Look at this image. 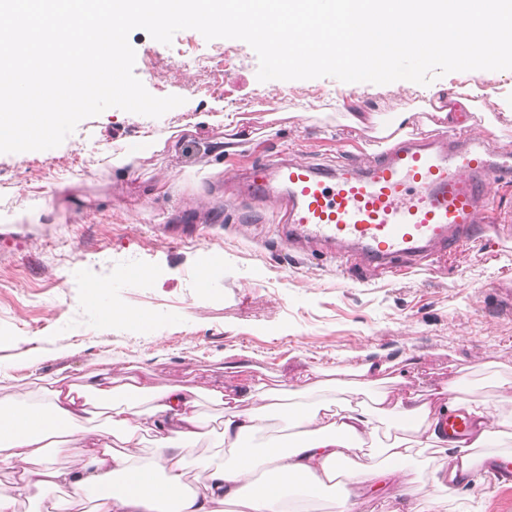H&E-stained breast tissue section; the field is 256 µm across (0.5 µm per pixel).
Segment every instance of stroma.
<instances>
[{
	"label": "stroma",
	"mask_w": 512,
	"mask_h": 512,
	"mask_svg": "<svg viewBox=\"0 0 512 512\" xmlns=\"http://www.w3.org/2000/svg\"><path fill=\"white\" fill-rule=\"evenodd\" d=\"M129 42L147 91L182 105L158 118L110 108L58 147L0 153V211L26 217L0 223V335L11 338L0 344V400L33 401L50 380L80 385L108 368L196 389L217 430L224 408L205 397L216 386L258 379L296 388L370 364L423 393L466 380L469 399L495 407V377L512 376V223L397 279L353 261L340 271L330 247L290 250L271 207L225 196L224 178L281 150L333 166L350 141L378 156L379 127L402 110L420 135L453 109L463 129L512 152V126L496 123L500 100H512V70L452 72L424 87L272 83L258 81V57L240 40L186 29L167 46L136 29ZM227 48L236 68L223 87L194 60ZM478 81L496 99L466 97ZM222 113L232 122H212ZM152 133L156 149L113 168V143ZM226 140L234 150L218 152ZM206 255L222 264L204 284ZM97 285L108 305L150 315L154 326L102 321L89 297ZM447 500L448 512H512V494L479 470Z\"/></svg>",
	"instance_id": "obj_1"
}]
</instances>
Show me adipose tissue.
<instances>
[{"label":"adipose tissue","mask_w":512,"mask_h":512,"mask_svg":"<svg viewBox=\"0 0 512 512\" xmlns=\"http://www.w3.org/2000/svg\"><path fill=\"white\" fill-rule=\"evenodd\" d=\"M498 385L505 396L490 413L470 407L454 383L428 400L391 393L366 369L345 398L325 396L320 385L256 380L211 390L229 404L213 437L196 390L159 389L103 369L79 387L57 382L37 401L0 402V461L12 473L0 512H18L23 499L35 512H70L89 495L97 512H314L342 471L358 483L409 468L421 474L434 453L447 459L453 479L476 457L512 446V379ZM451 408L468 411L466 436L440 430ZM206 439L229 454L207 459L204 481L188 486L183 460Z\"/></svg>","instance_id":"obj_1"}]
</instances>
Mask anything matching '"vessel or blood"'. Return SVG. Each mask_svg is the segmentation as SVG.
<instances>
[{
  "label": "vessel or blood",
  "mask_w": 512,
  "mask_h": 512,
  "mask_svg": "<svg viewBox=\"0 0 512 512\" xmlns=\"http://www.w3.org/2000/svg\"><path fill=\"white\" fill-rule=\"evenodd\" d=\"M246 190L275 201L288 242H322L339 263L357 257L395 273L506 221L512 154L468 132L440 130L398 140L376 161L348 154L337 169L271 156L250 166Z\"/></svg>",
  "instance_id": "obj_1"
}]
</instances>
